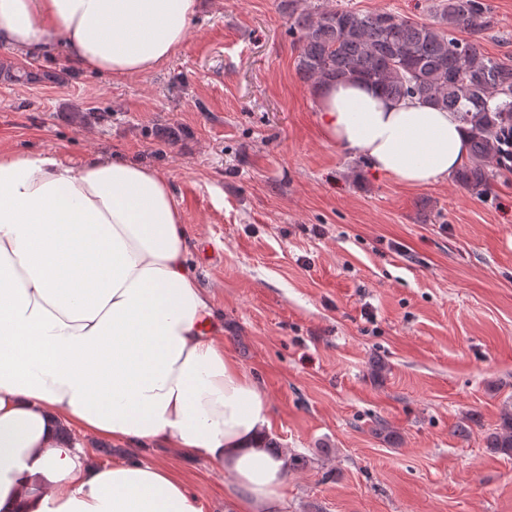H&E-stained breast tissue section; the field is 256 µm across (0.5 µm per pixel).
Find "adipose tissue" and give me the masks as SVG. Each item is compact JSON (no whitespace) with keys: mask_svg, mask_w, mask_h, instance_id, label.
I'll use <instances>...</instances> for the list:
<instances>
[{"mask_svg":"<svg viewBox=\"0 0 512 512\" xmlns=\"http://www.w3.org/2000/svg\"><path fill=\"white\" fill-rule=\"evenodd\" d=\"M199 0H0V46L74 71L134 76L184 44ZM325 137L411 187L469 158L458 113L359 80L317 95ZM173 188L115 155L80 168L0 151V512H204L138 449L223 468L235 512H283L288 458L269 401L209 332ZM72 426L132 454L91 462Z\"/></svg>","mask_w":512,"mask_h":512,"instance_id":"adipose-tissue-1","label":"adipose tissue"}]
</instances>
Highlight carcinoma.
<instances>
[{
	"label": "carcinoma",
	"instance_id": "carcinoma-1",
	"mask_svg": "<svg viewBox=\"0 0 512 512\" xmlns=\"http://www.w3.org/2000/svg\"><path fill=\"white\" fill-rule=\"evenodd\" d=\"M435 14L425 23L386 10L364 13L329 4L293 12L289 31L298 34L297 73L315 93L358 78L393 98L419 97L461 113L471 125V150L453 179L484 196L495 178L512 172V61L479 50L481 35L493 24L487 0H439ZM37 76L27 66L5 72L9 82ZM488 446L512 456L511 412Z\"/></svg>",
	"mask_w": 512,
	"mask_h": 512
}]
</instances>
